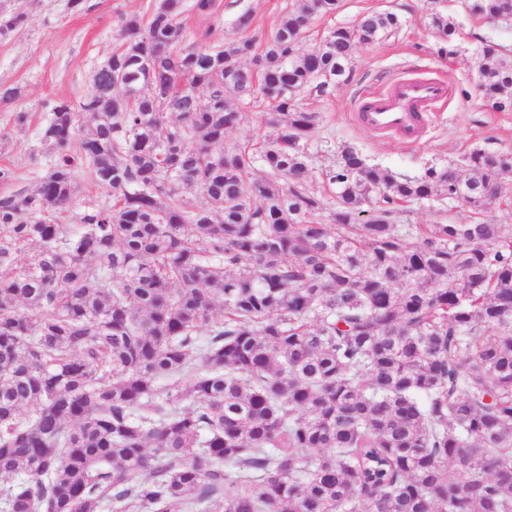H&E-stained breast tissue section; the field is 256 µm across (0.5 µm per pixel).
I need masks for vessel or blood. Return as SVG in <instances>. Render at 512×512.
<instances>
[{
    "label": "vessel or blood",
    "mask_w": 512,
    "mask_h": 512,
    "mask_svg": "<svg viewBox=\"0 0 512 512\" xmlns=\"http://www.w3.org/2000/svg\"><path fill=\"white\" fill-rule=\"evenodd\" d=\"M447 96L448 84L443 79L403 80L374 93L372 108L364 115L365 122L373 130L414 141L428 124L435 104Z\"/></svg>",
    "instance_id": "1"
}]
</instances>
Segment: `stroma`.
<instances>
[{
  "instance_id": "35a3bbf8",
  "label": "stroma",
  "mask_w": 512,
  "mask_h": 512,
  "mask_svg": "<svg viewBox=\"0 0 512 512\" xmlns=\"http://www.w3.org/2000/svg\"><path fill=\"white\" fill-rule=\"evenodd\" d=\"M154 0H85L78 9L69 0H15L27 14L17 30L0 36V88L15 87L17 99L0 101V168L11 169L15 183L0 182V196L15 187L35 188L46 165H32L30 152L40 150V132L49 117L51 101L85 96L91 76L113 50L125 40L123 22L149 12ZM293 0H222L213 26L200 22L193 11L181 16L187 42L217 46L237 38L235 20L248 11L257 30L270 33L280 14ZM456 11L457 0H341L336 14L316 18L313 31L321 33L338 25H352L366 12L388 11L405 25L395 37L358 45L350 80L328 96H308L303 104L319 113L321 122L308 142L313 164L335 165L343 144L360 149L370 163L392 172L414 176L431 165H446L476 147L512 150V112H492L475 92L479 60L478 38L512 47V25L490 24L460 15L456 41L459 53L443 58L438 39L425 24L432 7ZM446 76L449 94L434 125L420 140L409 143L393 134L376 132L362 123L357 110L377 87L403 79ZM28 115L25 124L15 122L16 113ZM466 210L461 204L439 198L409 203L399 221L403 224H447L459 221Z\"/></svg>"
}]
</instances>
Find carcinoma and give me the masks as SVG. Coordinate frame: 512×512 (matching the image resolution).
<instances>
[{
  "instance_id": "1",
  "label": "carcinoma",
  "mask_w": 512,
  "mask_h": 512,
  "mask_svg": "<svg viewBox=\"0 0 512 512\" xmlns=\"http://www.w3.org/2000/svg\"><path fill=\"white\" fill-rule=\"evenodd\" d=\"M338 8L296 0L265 43L208 48L157 0L90 94L49 104L46 174L0 198V479L25 477L3 512H512V228L487 216L512 207V152L410 177L345 144L311 191L298 96L403 28L367 12L301 51ZM25 16L0 10V35ZM427 25L456 56L455 17ZM475 52L485 106L512 112V50ZM244 97L274 137L226 141ZM83 172L112 202L71 230ZM435 196L469 223H397Z\"/></svg>"
}]
</instances>
